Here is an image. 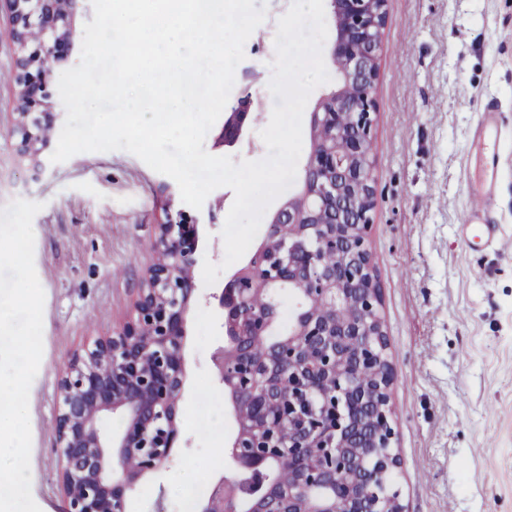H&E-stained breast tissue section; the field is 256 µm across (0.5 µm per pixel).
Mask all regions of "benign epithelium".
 Instances as JSON below:
<instances>
[{
	"mask_svg": "<svg viewBox=\"0 0 512 512\" xmlns=\"http://www.w3.org/2000/svg\"><path fill=\"white\" fill-rule=\"evenodd\" d=\"M78 2L0 0L8 17L0 34L15 51L14 153L36 178L56 119L54 68L73 51ZM328 2L340 77L310 115L303 184L211 295L224 315L217 361L236 432L225 444L224 477L197 512H401L389 481L399 465L393 371L369 250L374 174L366 149L387 0ZM252 105L248 95L237 100L219 144L239 141ZM199 241L184 208L168 211L129 320L64 366L55 430L67 512H129L138 479L174 459ZM329 254L336 263H324ZM107 417L121 421L117 433L102 432Z\"/></svg>",
	"mask_w": 512,
	"mask_h": 512,
	"instance_id": "obj_1",
	"label": "benign epithelium"
}]
</instances>
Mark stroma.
Instances as JSON below:
<instances>
[{
  "label": "stroma",
  "instance_id": "1",
  "mask_svg": "<svg viewBox=\"0 0 512 512\" xmlns=\"http://www.w3.org/2000/svg\"><path fill=\"white\" fill-rule=\"evenodd\" d=\"M291 4L254 0L266 17L245 44L229 99L252 95L260 118L233 147L218 146L211 128L208 153L236 164L267 156L259 132L276 103L270 64ZM382 44L369 246L394 370L400 504L404 512H512V0H388ZM13 62L0 37V207L18 198L42 205L32 223L45 301L43 356L29 392L31 493L41 512H67L59 373L74 351L126 320L169 199L163 174L123 150L79 153L33 177L14 156ZM486 109L495 112L488 134L478 130ZM490 152L497 172L488 183ZM477 192L496 229L491 244L463 227ZM234 198L217 188L194 213L200 256L215 264ZM223 344L221 311L199 304L185 343L187 445L139 480L134 512H153L159 498L180 512L188 489L222 476L217 441L235 432L213 363ZM204 418L217 431H201Z\"/></svg>",
  "mask_w": 512,
  "mask_h": 512
}]
</instances>
